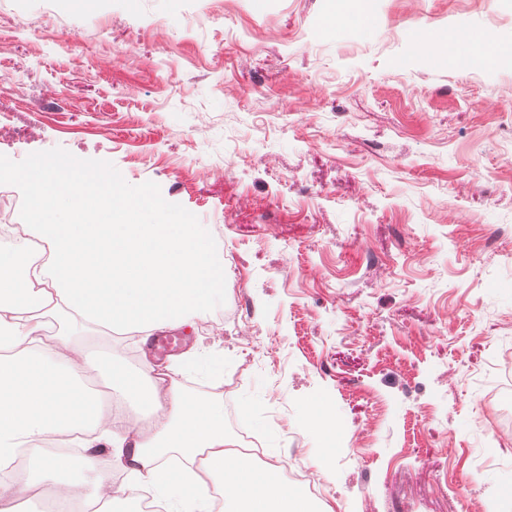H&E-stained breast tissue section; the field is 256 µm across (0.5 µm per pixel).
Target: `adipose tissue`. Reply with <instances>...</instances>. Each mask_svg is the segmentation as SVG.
<instances>
[{
	"instance_id": "ef3b65f1",
	"label": "adipose tissue",
	"mask_w": 512,
	"mask_h": 512,
	"mask_svg": "<svg viewBox=\"0 0 512 512\" xmlns=\"http://www.w3.org/2000/svg\"><path fill=\"white\" fill-rule=\"evenodd\" d=\"M466 42L470 62L494 66L512 45L470 32H428L417 48L439 58ZM37 239L0 234V472L26 456V481L0 479V512H19L44 475L59 499L94 512L130 491L149 494L164 512H214L213 477L223 482L224 512H310L309 500L271 468L235 452L224 408L185 391L182 365L136 367L91 354L66 337L47 340L45 316L69 311L104 332L119 328L150 337L208 308L222 290L224 270L200 224L160 211L132 208L118 184L96 172L40 164L26 175ZM48 256H41V249ZM103 377L120 404L135 401L140 427L86 393ZM55 441L59 451L44 450ZM127 483L98 473L100 450Z\"/></svg>"
}]
</instances>
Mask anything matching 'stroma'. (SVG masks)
Listing matches in <instances>:
<instances>
[{
    "instance_id": "1",
    "label": "stroma",
    "mask_w": 512,
    "mask_h": 512,
    "mask_svg": "<svg viewBox=\"0 0 512 512\" xmlns=\"http://www.w3.org/2000/svg\"><path fill=\"white\" fill-rule=\"evenodd\" d=\"M345 5L0 0V159L95 170L209 226L224 297L169 361H222L182 384L227 396L231 439L276 436L332 512H488L512 497V60L416 42L512 41V0H364L370 35L323 40ZM460 41L468 47L470 62L476 67H492L506 54L512 55V45L505 44L493 37L470 32H428L417 42V49L429 53L433 58L451 54Z\"/></svg>"
}]
</instances>
